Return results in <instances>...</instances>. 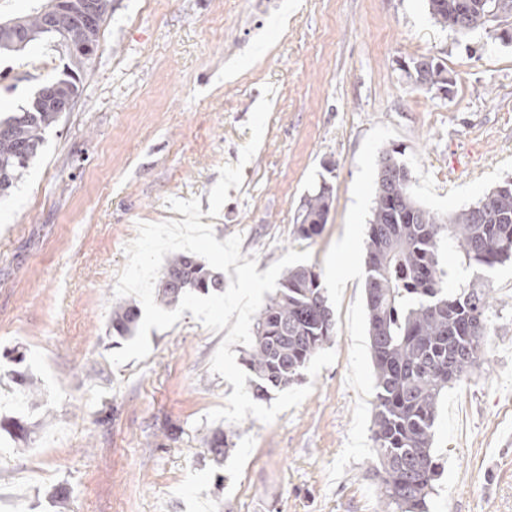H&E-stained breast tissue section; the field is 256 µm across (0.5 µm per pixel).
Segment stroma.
I'll use <instances>...</instances> for the list:
<instances>
[{
	"label": "stroma",
	"mask_w": 512,
	"mask_h": 512,
	"mask_svg": "<svg viewBox=\"0 0 512 512\" xmlns=\"http://www.w3.org/2000/svg\"><path fill=\"white\" fill-rule=\"evenodd\" d=\"M421 55L451 73L449 96L402 75L399 60ZM68 63L51 38L0 54V114ZM392 147L440 214L512 179V44L457 38L426 0H112L73 110L0 199V355L42 390L30 407L9 400L21 386L0 389V512H383L364 255ZM323 183L328 221L299 239ZM193 197L258 272L310 252L334 311L304 371L311 393L272 423L207 421L233 386L210 369L224 332L191 312L150 330L146 359L109 360L125 245ZM489 280L493 332L440 405L428 512H512V265ZM332 204V190L324 183L319 190L305 198L300 206L294 233L298 238L309 240L318 236L327 223Z\"/></svg>",
	"instance_id": "stroma-1"
}]
</instances>
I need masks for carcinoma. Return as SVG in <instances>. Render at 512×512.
<instances>
[{
	"label": "carcinoma",
	"mask_w": 512,
	"mask_h": 512,
	"mask_svg": "<svg viewBox=\"0 0 512 512\" xmlns=\"http://www.w3.org/2000/svg\"><path fill=\"white\" fill-rule=\"evenodd\" d=\"M427 0L430 15L442 27L466 36L492 28L512 16V0ZM22 35L0 39V51L18 52L44 35L58 38L64 49L91 42L75 24L60 33L49 27L47 13L14 19ZM404 71L417 89L451 87L446 67L426 56L410 58ZM77 70L45 85L78 96ZM61 112L44 88L28 108L0 118V196L6 194L44 143L47 129ZM395 148L379 156L372 218L365 253V297L375 376L372 439L379 462L375 475L387 512H427L426 499L440 476L432 448V430L448 387L479 367L485 339L493 331L490 282L477 277L468 286L448 290L441 251L459 252L482 269L512 261V180L485 192L474 203L440 215L424 208L412 190V173ZM332 190L327 185L305 198L294 233L309 240L327 223ZM224 280L195 257L168 260L155 286L156 299L176 305L187 292L223 291ZM140 310L133 304L112 309V334L134 335ZM333 310L315 267L297 265L283 273L278 287L254 324L244 365L251 374L252 395L269 397L302 379L303 370L334 335Z\"/></svg>",
	"instance_id": "cac0c4a2"
}]
</instances>
